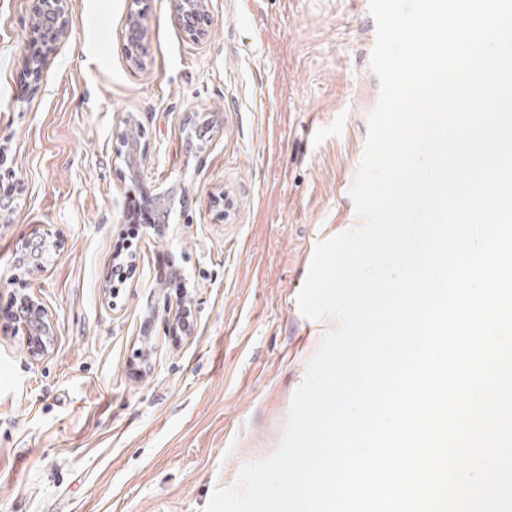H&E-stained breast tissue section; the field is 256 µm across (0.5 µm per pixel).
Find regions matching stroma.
Instances as JSON below:
<instances>
[{"mask_svg": "<svg viewBox=\"0 0 512 512\" xmlns=\"http://www.w3.org/2000/svg\"><path fill=\"white\" fill-rule=\"evenodd\" d=\"M142 12V66L125 24ZM39 81L21 58L29 0H0V512H202L279 447L291 398L331 321L301 315L316 245L357 224L349 191L379 101L368 0H210L205 37L173 0H70ZM207 134L189 142V120ZM140 128L142 179L182 192L135 273L109 271L132 189L115 152ZM59 244L27 289L52 346L30 360L6 313L14 257ZM175 256L194 327L171 340L155 276ZM156 352L137 374L142 337Z\"/></svg>", "mask_w": 512, "mask_h": 512, "instance_id": "35a3bbf8", "label": "stroma"}]
</instances>
